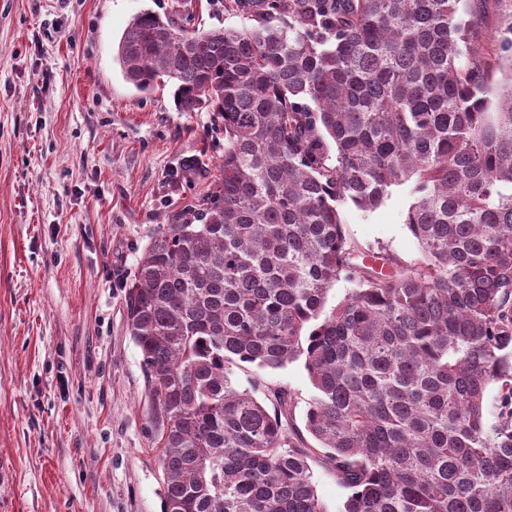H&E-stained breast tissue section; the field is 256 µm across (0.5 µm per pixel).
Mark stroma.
Returning a JSON list of instances; mask_svg holds the SVG:
<instances>
[{
    "instance_id": "35a3bbf8",
    "label": "stroma",
    "mask_w": 512,
    "mask_h": 512,
    "mask_svg": "<svg viewBox=\"0 0 512 512\" xmlns=\"http://www.w3.org/2000/svg\"><path fill=\"white\" fill-rule=\"evenodd\" d=\"M243 26L224 0H0V512H163L141 354L124 296L159 225L188 218L224 134L173 88L128 83L116 58L141 12ZM393 188L341 209L360 247L420 257ZM302 423L303 362L266 373Z\"/></svg>"
}]
</instances>
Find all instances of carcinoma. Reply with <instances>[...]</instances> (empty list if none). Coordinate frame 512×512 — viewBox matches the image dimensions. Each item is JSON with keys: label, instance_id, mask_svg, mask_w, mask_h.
Returning <instances> with one entry per match:
<instances>
[{"label": "carcinoma", "instance_id": "obj_1", "mask_svg": "<svg viewBox=\"0 0 512 512\" xmlns=\"http://www.w3.org/2000/svg\"><path fill=\"white\" fill-rule=\"evenodd\" d=\"M489 2L224 0L251 25L128 22L126 81L170 83L224 128L197 221L162 225L125 293L163 512H327L317 447L340 512H512V65L494 80L512 42L476 46ZM403 185L411 266L341 218ZM342 277L356 288L327 311ZM300 358L302 430L263 376ZM310 464L313 482L319 497L327 506V511L338 512L346 497V490L337 483L334 475L318 462V459Z\"/></svg>", "mask_w": 512, "mask_h": 512}]
</instances>
